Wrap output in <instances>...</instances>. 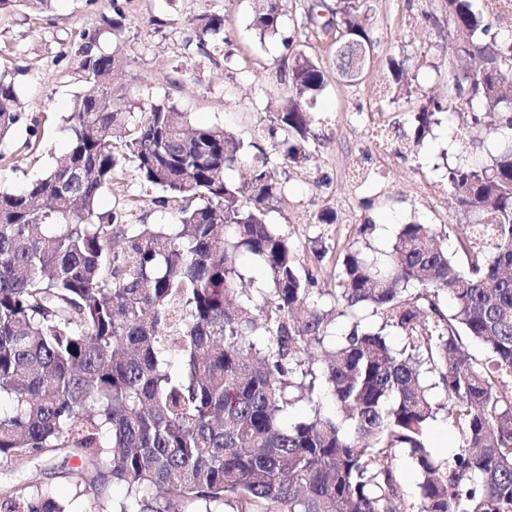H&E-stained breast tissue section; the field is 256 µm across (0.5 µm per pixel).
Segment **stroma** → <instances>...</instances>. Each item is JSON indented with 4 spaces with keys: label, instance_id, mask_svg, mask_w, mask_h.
Segmentation results:
<instances>
[{
    "label": "stroma",
    "instance_id": "35a3bbf8",
    "mask_svg": "<svg viewBox=\"0 0 512 512\" xmlns=\"http://www.w3.org/2000/svg\"><path fill=\"white\" fill-rule=\"evenodd\" d=\"M303 4L281 0V31L263 40L250 28L252 0H53L41 14L23 9L0 14V73L13 77L23 113L44 129L41 145L32 153L23 148L25 126H17L5 148L17 155L18 163L12 169L0 167V190L19 189L40 178L66 152L62 118L80 87L77 49L93 38L122 57L115 81L132 112L165 98L190 113L194 123L219 124L250 141L254 129L268 124L277 110L281 86L276 72L289 57L287 40L299 36L295 22ZM369 4L368 24L377 46L367 75L357 84L329 75L313 111L317 138L308 168L282 172L285 203L266 221L287 232L302 266L309 268L315 239L333 254L352 243L371 256L391 250L402 225L445 224L444 245L458 269H465L464 246L451 228L456 214L447 170L465 153L474 163H488L502 135L486 127L462 142L441 122L406 153L382 154L371 148L370 119L383 121L393 137L409 127L407 105L379 96L389 76V59L417 69L418 95L435 96L443 89L452 44L447 0ZM117 7L123 18L115 32L106 21ZM204 13L223 16L232 60L199 49L192 22ZM424 59L429 68L418 69ZM326 207L335 211L336 223H316L317 213ZM77 464V459L62 457L24 471L0 464V492L37 482L70 501L73 512H83L84 500L74 498L60 476Z\"/></svg>",
    "mask_w": 512,
    "mask_h": 512
}]
</instances>
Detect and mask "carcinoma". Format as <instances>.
<instances>
[{"label":"carcinoma","mask_w":512,"mask_h":512,"mask_svg":"<svg viewBox=\"0 0 512 512\" xmlns=\"http://www.w3.org/2000/svg\"><path fill=\"white\" fill-rule=\"evenodd\" d=\"M20 6L42 11L51 0H0V11ZM368 10V0H336L320 23L338 74L352 83L376 44ZM448 12L444 96L412 113V145L438 112L470 117L462 140L477 126L512 130V38L489 37L499 0H448ZM280 24L278 0H258L259 37ZM194 28L200 50L225 44L230 59L224 17L202 14ZM78 57L81 87L63 118L68 152L26 187L0 191V463L76 457L65 472L75 495L97 503L104 483L117 484L126 498L117 512L224 502L234 512H403L393 460L406 455L419 475L411 512H512V141L488 164L448 167L456 228L475 240L476 225L491 227L467 270H455L446 228L404 224L381 261L345 249L325 311L312 298V270L266 223L285 185L262 148L306 168L317 138L310 109L326 86L317 56L295 46L287 95L247 144L220 126L191 125L166 99L140 113L130 138H117L132 118L112 92L118 53L91 40ZM389 69L386 92L412 103L404 63L392 59ZM17 103L14 81L1 75L0 142L22 120ZM128 173L160 188L150 204L178 222L132 224L125 205L101 210L100 193ZM244 254L265 267V287H238ZM366 308L381 316L379 328L362 326ZM338 318L347 329L314 358ZM429 372L460 435L442 460L426 446L441 410ZM300 402L312 416L285 424ZM0 512L71 510L34 484L5 493Z\"/></svg>","instance_id":"1"}]
</instances>
